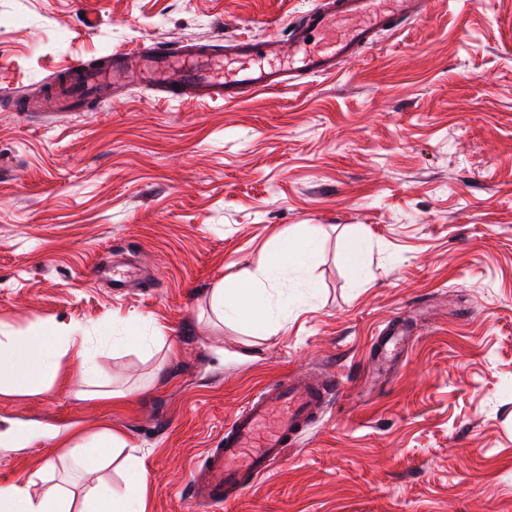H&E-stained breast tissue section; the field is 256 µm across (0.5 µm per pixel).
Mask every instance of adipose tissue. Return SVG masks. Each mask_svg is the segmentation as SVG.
<instances>
[{
  "instance_id": "obj_1",
  "label": "adipose tissue",
  "mask_w": 512,
  "mask_h": 512,
  "mask_svg": "<svg viewBox=\"0 0 512 512\" xmlns=\"http://www.w3.org/2000/svg\"><path fill=\"white\" fill-rule=\"evenodd\" d=\"M319 258L315 241L298 236L278 239L257 270L236 282L233 289L213 288L210 304L214 314L249 324L253 330L272 336L276 328L271 312L261 301L257 290L302 268L312 266ZM92 339L78 328L66 330L55 326L31 332H4L0 329V397L33 395L49 387L56 379L62 359L74 355L82 379L98 374V366L90 356ZM124 440L110 426L81 435L63 436L59 442L65 448L73 469L83 474L101 470L115 448ZM34 476L21 477L0 485V512H144L147 474L134 465L129 469L122 490H115L105 481L86 484L82 496L56 486L42 495L30 492Z\"/></svg>"
}]
</instances>
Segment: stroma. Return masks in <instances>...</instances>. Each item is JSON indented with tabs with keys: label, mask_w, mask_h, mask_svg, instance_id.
<instances>
[{
	"label": "stroma",
	"mask_w": 512,
	"mask_h": 512,
	"mask_svg": "<svg viewBox=\"0 0 512 512\" xmlns=\"http://www.w3.org/2000/svg\"><path fill=\"white\" fill-rule=\"evenodd\" d=\"M312 0H0V325L93 336L118 400L51 388L0 398V485L82 481L53 437L108 423L149 483L146 512H188L193 465L268 382L343 388L286 463L229 512H512V0H432L336 75L234 103L172 101L131 79L76 112H31L72 62L141 43L284 33ZM320 248L263 297L275 335L219 321L209 296L271 239ZM362 255L345 260L347 240ZM128 265L123 290L92 279ZM155 346H112L113 318ZM403 322L393 366L369 343Z\"/></svg>",
	"instance_id": "stroma-1"
}]
</instances>
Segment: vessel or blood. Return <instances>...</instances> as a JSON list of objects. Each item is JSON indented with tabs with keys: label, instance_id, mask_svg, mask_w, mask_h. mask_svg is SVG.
I'll use <instances>...</instances> for the list:
<instances>
[{
	"label": "vessel or blood",
	"instance_id": "b4317fda",
	"mask_svg": "<svg viewBox=\"0 0 512 512\" xmlns=\"http://www.w3.org/2000/svg\"><path fill=\"white\" fill-rule=\"evenodd\" d=\"M430 0H315L288 24L287 39L261 41L231 37L224 48H172L157 42L114 55L92 68L73 64L68 98L107 96L122 87L130 71L169 99L201 98L232 103L257 91L282 89L307 76L339 72L380 35L399 23L427 15ZM410 342L406 325L388 327L377 337L379 362L396 360ZM340 390L337 378L312 381L287 377L267 383L225 423L215 447L207 449L203 471L188 483L193 512L230 506L255 480L286 457L294 438L325 409Z\"/></svg>",
	"mask_w": 512,
	"mask_h": 512
}]
</instances>
